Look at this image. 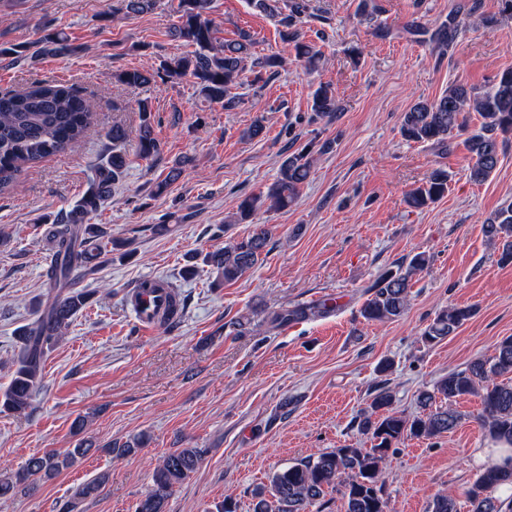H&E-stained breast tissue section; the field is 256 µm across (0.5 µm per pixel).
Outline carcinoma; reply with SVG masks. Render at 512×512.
Listing matches in <instances>:
<instances>
[{
	"label": "carcinoma",
	"mask_w": 512,
	"mask_h": 512,
	"mask_svg": "<svg viewBox=\"0 0 512 512\" xmlns=\"http://www.w3.org/2000/svg\"><path fill=\"white\" fill-rule=\"evenodd\" d=\"M211 2L178 0L179 21L172 35L194 46V50L164 60L160 69L169 79H193L206 100L230 109L236 105L231 89L245 83L247 60H252V83L262 81L265 72L274 74L285 60L280 55L254 56L256 41L244 29L238 30L233 38L218 41L217 29L209 19ZM156 3L157 0H119V10L127 15H139L152 11ZM248 3L260 12L280 18L281 41L292 47L295 59L304 62L308 69L317 67L320 52L297 27V22L307 13V0H248ZM457 27L455 19H448L434 35L435 47L451 46ZM37 46L36 56H65L76 50L62 32L44 34ZM113 78L122 85L137 87L151 83L155 75L148 70L131 69L116 72ZM312 110L319 117L337 111L336 97L329 85L321 83L316 88ZM137 111L142 113V123L136 153L150 160L160 151L151 122L152 108L148 101L141 100ZM466 112H476L481 118L480 130L467 139L471 155L469 177L480 183L497 169L500 155L512 142L511 68L499 73L483 89L453 84L433 100L414 103L402 114L400 133L409 142L430 144L446 152L453 133L464 129ZM96 121L93 102L62 83L38 81L21 91L0 94V194L15 189L26 169L48 157L80 149ZM107 137L112 140V150L95 166L88 189L77 204L56 215L49 230L56 243L49 272L56 294L37 319L19 333L16 368L0 394V410L23 414L30 409L43 380L47 352L64 337L72 317L90 298L87 292L71 288L72 272L81 268L90 272L108 262L107 245L102 243L103 231L89 220L111 196L112 185L125 174L128 156L122 150L126 139L122 126H112ZM310 155L311 151L301 150L285 156L279 177L267 193L247 195L240 200L234 223L249 221L266 202L277 210L293 205L301 186L309 179ZM448 180L447 170H433L422 186L406 196V204L416 210L429 206L448 192ZM484 232L492 240H503L500 261L512 263V202L502 205L487 219ZM269 234L265 225L257 224L249 237L205 254L203 263L215 270L212 285L221 287L235 282L252 270L261 260ZM428 263V256L417 253L396 269L382 273L369 289L361 316L371 322L401 317L408 307L413 275ZM330 311L331 307L325 303L311 308L284 309L273 314L271 323L322 317ZM472 315L473 309L469 307L438 312L424 329L422 341L434 344L444 340ZM499 377L503 381H497ZM466 395L480 397L481 412L477 420L490 440L512 448V336L502 339L491 357L478 358L466 368L448 373L433 389L419 392V412L411 417L392 411L393 394L385 388L379 390L358 422L359 428L376 441L373 447L343 445L274 472L269 487L255 492L253 512H307L308 507L322 503L333 490L341 493L345 512H390L378 482L393 443L405 437L432 438L450 432L460 420L453 402ZM87 452L88 448L81 442L64 457L54 452L32 456L22 469L0 473V506L8 505L19 488L31 489L32 477L38 474L49 477L67 469ZM205 453L204 448H178L165 455L155 468L153 485L139 501L136 512H166L174 488L196 470ZM104 484L105 478L98 477L80 485L59 506L58 512H78L85 500L100 495ZM505 484H512V462L486 466L466 492L468 512H501V504L491 492ZM427 512H457V504L451 495L439 494L429 503Z\"/></svg>",
	"instance_id": "cac0c4a2"
}]
</instances>
